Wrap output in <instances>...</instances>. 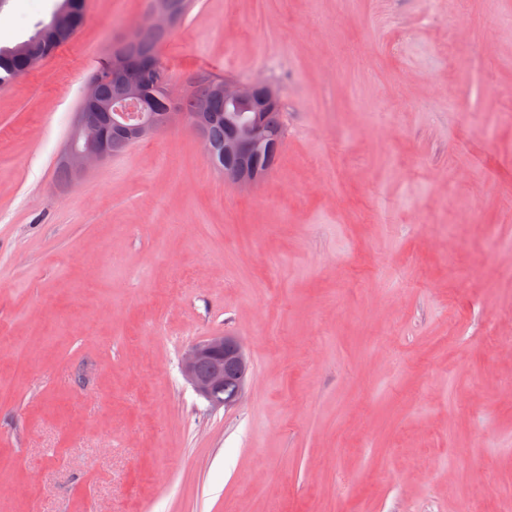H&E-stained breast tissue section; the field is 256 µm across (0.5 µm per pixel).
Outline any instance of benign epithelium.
<instances>
[{
    "label": "benign epithelium",
    "mask_w": 512,
    "mask_h": 512,
    "mask_svg": "<svg viewBox=\"0 0 512 512\" xmlns=\"http://www.w3.org/2000/svg\"><path fill=\"white\" fill-rule=\"evenodd\" d=\"M150 15L156 24L171 28L175 24V14L169 0H156ZM99 80H90L83 104L86 109L76 113V118L68 136L62 159L75 172L81 175L90 167L111 156V148L97 113L103 112L114 123L124 125L133 123L132 129L139 138L152 137L175 124H180L190 132H195L200 113L165 112L157 114L148 108L142 90L135 84L125 87L118 106L97 103ZM224 92V104L232 106L238 112L262 109L266 101L275 96V91L262 80L250 83L225 82L219 86ZM269 138L264 126L256 121L229 124L224 138V156L241 154L245 147L262 148ZM225 179L236 186L248 190L255 181L241 168H228ZM247 360L240 341L233 336L217 334L192 346L182 357L181 373L193 390L211 405L224 406V400L215 394L224 390V384L230 377L244 384L247 375Z\"/></svg>",
    "instance_id": "7a95c632"
}]
</instances>
